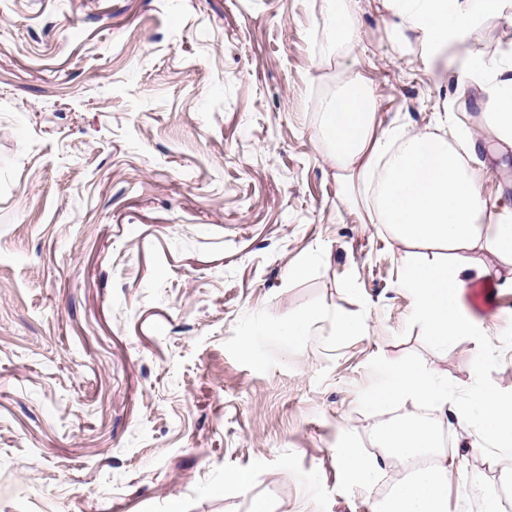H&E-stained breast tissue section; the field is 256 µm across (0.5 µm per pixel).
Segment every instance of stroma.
Returning <instances> with one entry per match:
<instances>
[{
    "instance_id": "obj_1",
    "label": "stroma",
    "mask_w": 512,
    "mask_h": 512,
    "mask_svg": "<svg viewBox=\"0 0 512 512\" xmlns=\"http://www.w3.org/2000/svg\"><path fill=\"white\" fill-rule=\"evenodd\" d=\"M327 19L325 0H0V512H379L404 469L369 486L340 451L395 416L369 402L389 362L452 403L512 389V288H469L481 337L434 344L398 286L407 247L346 198L319 114L360 74L379 131L453 129L511 204L466 63L507 59L512 17L437 58L396 44L384 0L346 53ZM307 315L309 336L275 333ZM449 439L448 512H486L512 458Z\"/></svg>"
}]
</instances>
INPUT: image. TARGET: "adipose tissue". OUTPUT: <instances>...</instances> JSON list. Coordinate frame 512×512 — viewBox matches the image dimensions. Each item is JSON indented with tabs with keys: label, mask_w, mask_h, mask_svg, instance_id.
<instances>
[{
	"label": "adipose tissue",
	"mask_w": 512,
	"mask_h": 512,
	"mask_svg": "<svg viewBox=\"0 0 512 512\" xmlns=\"http://www.w3.org/2000/svg\"><path fill=\"white\" fill-rule=\"evenodd\" d=\"M398 34L415 32L431 44L453 43L480 14L512 9V0H385ZM377 100L363 78L351 77L342 92L326 100L320 133L329 165L349 176L350 197L373 185L370 218L385 224L407 244L402 288L414 299L415 314L436 343L475 336L478 323L460 296L489 276L483 254L512 268V204L486 200L478 185L475 157L446 136L421 132L386 146L377 136ZM375 406L411 404V412L378 430L388 461L409 466L381 512H447L448 453L438 427L476 424L483 440L512 455V391L473 386L467 406L448 404V391L432 371L391 362ZM425 466H414L418 457Z\"/></svg>",
	"instance_id": "ef3b65f1"
}]
</instances>
